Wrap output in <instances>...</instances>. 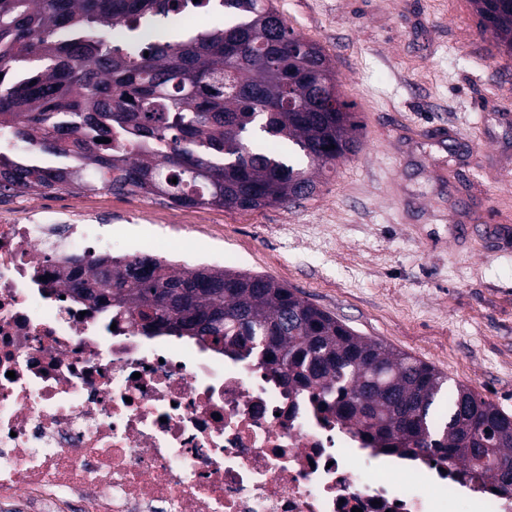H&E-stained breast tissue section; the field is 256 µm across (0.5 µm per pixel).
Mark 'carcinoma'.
<instances>
[{"label": "carcinoma", "instance_id": "obj_1", "mask_svg": "<svg viewBox=\"0 0 512 512\" xmlns=\"http://www.w3.org/2000/svg\"><path fill=\"white\" fill-rule=\"evenodd\" d=\"M470 2L511 56L512 0ZM191 8L231 23L183 29L178 40L165 29L139 44L148 22ZM117 26L125 47L109 37ZM349 108L322 48L288 27L273 0H0V126L34 153L75 161L0 153V196L108 189L238 211L308 199L315 173L358 148ZM295 148L312 170L286 160ZM111 259L104 272L88 252L66 267L65 284L95 297L98 310L113 304L136 320L152 305L158 330L234 345L241 359L262 354L379 453L459 459V478L512 492V417L474 388L445 394L447 376L434 366L357 334L266 276Z\"/></svg>", "mask_w": 512, "mask_h": 512}]
</instances>
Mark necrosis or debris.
Listing matches in <instances>:
<instances>
[{"label": "necrosis or debris", "instance_id": "4bbe7bcc", "mask_svg": "<svg viewBox=\"0 0 512 512\" xmlns=\"http://www.w3.org/2000/svg\"><path fill=\"white\" fill-rule=\"evenodd\" d=\"M101 224L0 223V512H512L384 461L261 359L144 334L57 273Z\"/></svg>", "mask_w": 512, "mask_h": 512}]
</instances>
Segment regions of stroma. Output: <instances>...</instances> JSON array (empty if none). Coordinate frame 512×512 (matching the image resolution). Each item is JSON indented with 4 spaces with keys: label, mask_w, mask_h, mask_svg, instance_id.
<instances>
[{
    "label": "stroma",
    "mask_w": 512,
    "mask_h": 512,
    "mask_svg": "<svg viewBox=\"0 0 512 512\" xmlns=\"http://www.w3.org/2000/svg\"><path fill=\"white\" fill-rule=\"evenodd\" d=\"M319 45L360 148L312 199L241 212L141 195L0 196L32 222L181 243L272 277L512 415V57L469 0H274Z\"/></svg>",
    "instance_id": "1"
}]
</instances>
